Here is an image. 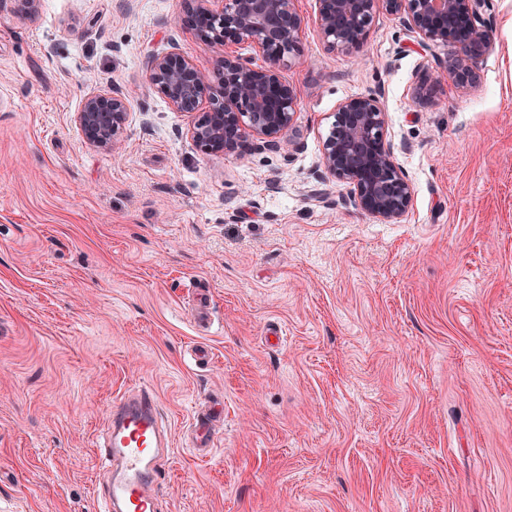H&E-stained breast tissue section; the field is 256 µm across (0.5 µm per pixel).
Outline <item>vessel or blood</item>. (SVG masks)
I'll use <instances>...</instances> for the list:
<instances>
[{"label":"vessel or blood","instance_id":"obj_1","mask_svg":"<svg viewBox=\"0 0 512 512\" xmlns=\"http://www.w3.org/2000/svg\"><path fill=\"white\" fill-rule=\"evenodd\" d=\"M223 417L224 405L218 401L195 414L193 427L201 447H209L212 426ZM170 447L152 390L139 389L113 399L99 438L105 512H162L159 488Z\"/></svg>","mask_w":512,"mask_h":512}]
</instances>
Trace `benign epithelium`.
<instances>
[{"label": "benign epithelium", "mask_w": 512, "mask_h": 512, "mask_svg": "<svg viewBox=\"0 0 512 512\" xmlns=\"http://www.w3.org/2000/svg\"><path fill=\"white\" fill-rule=\"evenodd\" d=\"M189 0L191 26L201 40L220 48L246 44L266 65L254 67L238 56L220 57L218 80L176 53L147 61L149 81L176 112L192 116L188 133L205 153L275 149L292 129L298 113L295 88L281 66L299 49L304 18L295 0ZM485 0H318L316 24L328 47L358 51L374 14L397 17L404 28L428 46L449 47L448 64L439 78H451L463 91L481 79L479 64L492 47L491 30L480 22ZM128 95L113 87L88 93L74 122L90 146L111 151L126 130ZM324 173L346 184L354 205L387 224L408 212L413 187L387 138L386 113L374 94L349 98L333 113L323 141Z\"/></svg>", "instance_id": "7a95c632"}]
</instances>
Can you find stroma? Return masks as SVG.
<instances>
[{
  "instance_id": "35a3bbf8",
  "label": "stroma",
  "mask_w": 512,
  "mask_h": 512,
  "mask_svg": "<svg viewBox=\"0 0 512 512\" xmlns=\"http://www.w3.org/2000/svg\"><path fill=\"white\" fill-rule=\"evenodd\" d=\"M296 8V123L237 156L200 152L148 80L158 54L263 63L196 38L184 0H0V512H99L97 436L138 387L170 512H512V0L480 10L466 93L397 17L346 54ZM107 86L130 94L109 152L74 122ZM375 92L413 187L397 224L319 176L333 112ZM224 419V405L220 401H215L208 411L196 413L193 418V427L200 444L197 448H209L211 445L212 426L215 421Z\"/></svg>"
}]
</instances>
